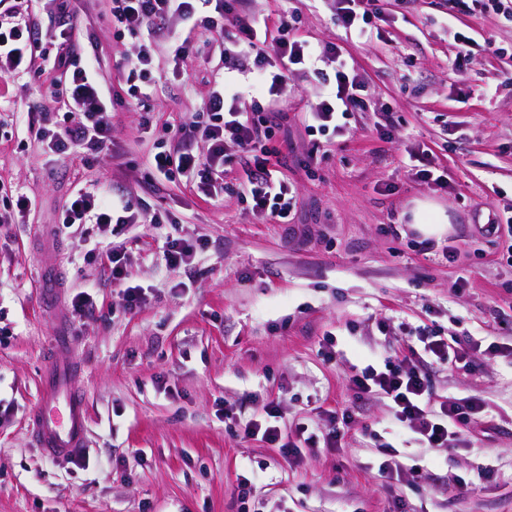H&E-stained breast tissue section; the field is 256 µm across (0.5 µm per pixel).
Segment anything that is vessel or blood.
I'll use <instances>...</instances> for the list:
<instances>
[{
	"label": "vessel or blood",
	"mask_w": 512,
	"mask_h": 512,
	"mask_svg": "<svg viewBox=\"0 0 512 512\" xmlns=\"http://www.w3.org/2000/svg\"><path fill=\"white\" fill-rule=\"evenodd\" d=\"M30 419L34 442L50 457H77L86 446L87 399L65 332L52 339L41 394Z\"/></svg>",
	"instance_id": "vessel-or-blood-1"
}]
</instances>
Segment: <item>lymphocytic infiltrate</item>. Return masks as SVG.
<instances>
[{
	"label": "lymphocytic infiltrate",
	"mask_w": 512,
	"mask_h": 512,
	"mask_svg": "<svg viewBox=\"0 0 512 512\" xmlns=\"http://www.w3.org/2000/svg\"><path fill=\"white\" fill-rule=\"evenodd\" d=\"M26 0L4 4L0 0V73L18 69L52 66L63 70L64 81L55 93L62 102L56 114H44L38 127L51 152L68 154L78 151L83 159H98L112 143L110 114L104 88L92 66L74 50L73 19H66L59 32L41 40L29 20ZM239 0H111L110 16L116 35L147 32V39L124 54L117 65L126 94L138 99L153 78V64L159 45H166L174 62L198 54L190 33L203 26L216 34L233 28L232 44L240 56V70L246 79L240 84L244 93H265L277 102L288 85L290 74L312 71L317 61L315 49L292 36L289 22H281L276 36H268L266 21L243 13ZM332 95L319 102L311 114L315 130L343 132L352 111L366 108L365 82L355 68L339 64L334 73ZM273 121L261 111H238L235 101L226 97L223 83H215L200 118L192 130L204 143L203 150H161L154 153L153 174L171 179L185 178L198 188L214 187L224 178L229 161L225 141L236 144L244 161L246 178L239 184L242 197L249 199L254 215L287 224L297 205L288 183L277 176L268 141ZM160 213H146L130 202H111L101 193L83 186L74 187L61 224L93 225L107 231L127 224H159ZM416 348L401 362L386 363L384 369L368 366L352 378L358 395L383 394L390 402L393 424L398 431L416 435L422 447L447 448L461 438V422L468 412L481 409L474 399L433 397L426 375L420 369L421 356L436 358L446 364L466 362L464 350L435 333L418 330Z\"/></svg>",
	"instance_id": "obj_1"
}]
</instances>
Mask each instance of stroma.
Segmentation results:
<instances>
[{
	"instance_id": "obj_1",
	"label": "stroma",
	"mask_w": 512,
	"mask_h": 512,
	"mask_svg": "<svg viewBox=\"0 0 512 512\" xmlns=\"http://www.w3.org/2000/svg\"><path fill=\"white\" fill-rule=\"evenodd\" d=\"M81 20L78 52L93 61L108 97L121 91L116 63L140 42L115 36L108 0H69ZM269 29L293 15L294 34L336 44L363 75L368 107L344 134L315 138L309 114L321 84L292 75L273 106L269 147L298 203L288 224L251 212L227 164L223 193L183 179L150 180L157 147L200 148L187 131L215 80L240 83L221 38L173 77L155 60L145 104L116 103L112 146L93 162L42 145L18 102L51 105L62 72L0 76V208L25 193L24 223L0 224V512H238L241 477L260 512H512V255L479 228L512 211V18L450 7L448 0H380L367 38L345 32L333 0H241ZM470 59L454 63V33ZM491 41L498 55L482 46ZM392 138H384L386 125ZM320 141L316 163L307 155ZM427 153L443 183L419 179L412 155ZM94 184L169 224H128L117 234L55 228L75 184ZM430 200L451 230L434 248L411 244V209ZM398 225L399 236L388 228ZM203 240L192 269L169 267L167 240ZM124 253L143 306L127 310L103 257ZM59 279L44 300V273ZM90 289L95 310L73 324L70 299ZM427 327L468 348L472 367L427 361L435 398H478L466 439L433 452L388 442V400L360 398L350 382L408 352L407 329ZM68 332L88 396L82 459L49 457L32 441L49 344ZM280 399L283 438L298 424L326 432L328 413L354 422L341 447L306 448L285 460L248 421ZM389 472H382V463Z\"/></svg>"
}]
</instances>
